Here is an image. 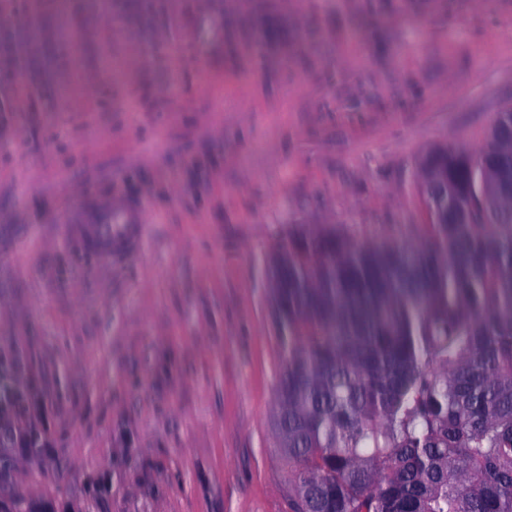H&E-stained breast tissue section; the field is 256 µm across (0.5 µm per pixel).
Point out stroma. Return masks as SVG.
<instances>
[{
  "label": "stroma",
  "instance_id": "stroma-1",
  "mask_svg": "<svg viewBox=\"0 0 512 512\" xmlns=\"http://www.w3.org/2000/svg\"><path fill=\"white\" fill-rule=\"evenodd\" d=\"M510 106L512 0H0V512H286L278 240H413ZM125 219L112 210V207L100 210L96 220L95 239L102 245L112 246V236H118V239H127L139 234L142 236L144 226L136 230H131L125 226ZM33 394L32 390H18L16 391L11 398H7L4 400V405L2 408L1 418H0V439L3 435L5 438L9 440H16L17 435L13 428L12 422L6 417V410L11 408H16L22 405L24 402L28 400Z\"/></svg>",
  "mask_w": 512,
  "mask_h": 512
}]
</instances>
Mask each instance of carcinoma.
I'll return each instance as SVG.
<instances>
[{"label": "carcinoma", "instance_id": "1", "mask_svg": "<svg viewBox=\"0 0 512 512\" xmlns=\"http://www.w3.org/2000/svg\"><path fill=\"white\" fill-rule=\"evenodd\" d=\"M448 154L419 241L277 247L280 444L310 512H512V138Z\"/></svg>", "mask_w": 512, "mask_h": 512}]
</instances>
